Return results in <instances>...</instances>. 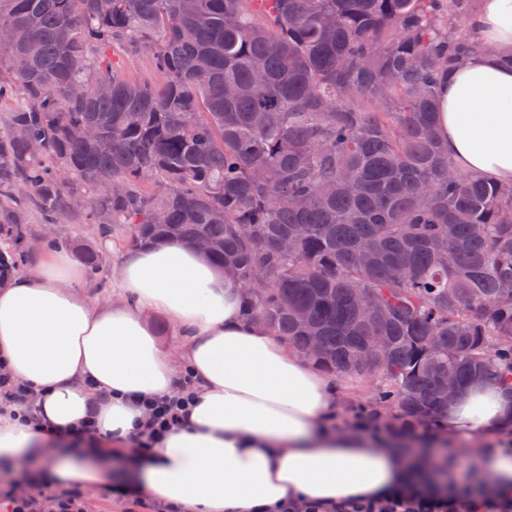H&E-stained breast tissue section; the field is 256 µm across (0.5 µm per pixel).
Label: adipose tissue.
Segmentation results:
<instances>
[{"label":"adipose tissue","mask_w":512,"mask_h":512,"mask_svg":"<svg viewBox=\"0 0 512 512\" xmlns=\"http://www.w3.org/2000/svg\"><path fill=\"white\" fill-rule=\"evenodd\" d=\"M481 42L512 47V0H482ZM439 133L464 170L512 184V67L474 53L439 93ZM61 250L0 288V363L36 390L33 411L64 431L95 418L123 449L146 417L143 399L173 393L174 367L148 322L160 315L185 337L182 365L196 382L187 423L134 477L146 494L185 512H277L295 499L381 497L408 481L384 438L332 430L345 385L244 314L240 285L195 245L163 240L125 253L116 300L92 303ZM512 392L488 378L455 392L430 443L504 436ZM48 439L0 410V459L51 457Z\"/></svg>","instance_id":"ef3b65f1"}]
</instances>
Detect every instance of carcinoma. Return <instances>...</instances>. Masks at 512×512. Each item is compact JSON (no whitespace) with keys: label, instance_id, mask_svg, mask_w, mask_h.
<instances>
[{"label":"carcinoma","instance_id":"obj_1","mask_svg":"<svg viewBox=\"0 0 512 512\" xmlns=\"http://www.w3.org/2000/svg\"><path fill=\"white\" fill-rule=\"evenodd\" d=\"M474 9L0 0V104L19 101L0 127V234L25 242L36 211L134 246L205 240L247 317L338 379L379 373L344 427L430 432L449 387L512 389V186L461 171L437 127L442 78L484 49ZM114 41L157 81L113 65ZM24 258L0 253V284Z\"/></svg>","mask_w":512,"mask_h":512}]
</instances>
